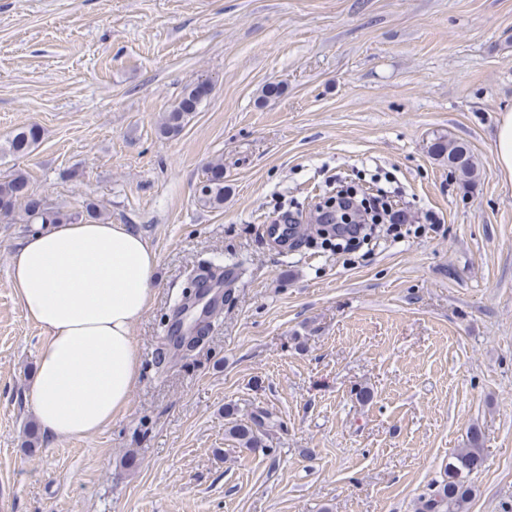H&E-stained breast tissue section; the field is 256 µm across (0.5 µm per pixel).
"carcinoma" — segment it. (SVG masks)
I'll return each instance as SVG.
<instances>
[{
    "label": "carcinoma",
    "mask_w": 512,
    "mask_h": 512,
    "mask_svg": "<svg viewBox=\"0 0 512 512\" xmlns=\"http://www.w3.org/2000/svg\"><path fill=\"white\" fill-rule=\"evenodd\" d=\"M209 88L197 83L186 88L179 101L163 116L159 131L166 137L181 133L190 116L208 95ZM41 140V129L36 124L22 126L14 131L0 150L16 158L32 153ZM439 154L448 162L450 173L458 177L464 186L475 184L480 179V170L474 161L471 149L464 143L453 140L438 145ZM198 203L205 208L216 209L224 205V162L220 159L210 163L206 177L200 182ZM112 219L107 210L95 203H88L81 212L61 209L46 197L36 193L28 174L17 169L0 177V223L1 224H70L79 221L106 222ZM262 423H234L228 435L238 445L251 452L267 454L262 439ZM469 447L461 448L448 456L446 479L432 490L424 502L425 512H467L473 494L469 476L484 464L481 438L476 430L468 433Z\"/></svg>",
    "instance_id": "carcinoma-1"
}]
</instances>
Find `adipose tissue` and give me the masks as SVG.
Here are the masks:
<instances>
[{
    "instance_id": "obj_1",
    "label": "adipose tissue",
    "mask_w": 512,
    "mask_h": 512,
    "mask_svg": "<svg viewBox=\"0 0 512 512\" xmlns=\"http://www.w3.org/2000/svg\"><path fill=\"white\" fill-rule=\"evenodd\" d=\"M157 264L124 224H48L15 242L10 284L46 335L27 398L47 442L87 437L127 410L139 380L133 327L156 296Z\"/></svg>"
}]
</instances>
